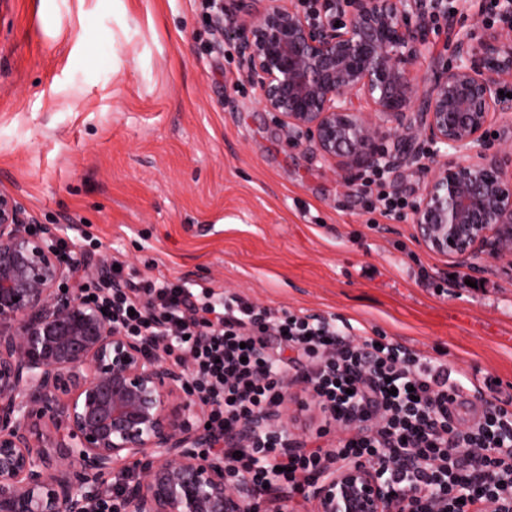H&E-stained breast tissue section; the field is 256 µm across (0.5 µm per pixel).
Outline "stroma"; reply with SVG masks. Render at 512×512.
<instances>
[{"label": "stroma", "instance_id": "obj_1", "mask_svg": "<svg viewBox=\"0 0 512 512\" xmlns=\"http://www.w3.org/2000/svg\"><path fill=\"white\" fill-rule=\"evenodd\" d=\"M208 0H0V190L64 240L141 279L208 283L262 309L380 332L442 360L482 400L512 397V254L479 288L373 219L353 187L288 144L218 41ZM288 437L323 415L289 372Z\"/></svg>", "mask_w": 512, "mask_h": 512}]
</instances>
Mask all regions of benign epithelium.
Wrapping results in <instances>:
<instances>
[{
	"mask_svg": "<svg viewBox=\"0 0 512 512\" xmlns=\"http://www.w3.org/2000/svg\"><path fill=\"white\" fill-rule=\"evenodd\" d=\"M219 0L214 31L235 41L243 78L293 146L345 175L415 167L420 245L478 273L512 252V0L496 21L456 27L446 0ZM453 32L455 63L430 31ZM429 68L419 85L416 67ZM453 160H448V157ZM0 191V512H267L230 481L223 440L189 370L154 354L86 297L112 282L104 259L62 258L58 228ZM286 428L282 408L241 419L234 442ZM128 477L109 483L114 474ZM316 512H414L377 465L349 464L312 487Z\"/></svg>",
	"mask_w": 512,
	"mask_h": 512,
	"instance_id": "1",
	"label": "benign epithelium"
}]
</instances>
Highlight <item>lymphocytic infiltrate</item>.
Returning <instances> with one entry per match:
<instances>
[{"label": "lymphocytic infiltrate", "mask_w": 512, "mask_h": 512, "mask_svg": "<svg viewBox=\"0 0 512 512\" xmlns=\"http://www.w3.org/2000/svg\"><path fill=\"white\" fill-rule=\"evenodd\" d=\"M113 276L108 300L120 324L188 364L191 391L224 438L228 472L248 475L275 512H294L322 473L355 462L382 465L385 482L412 493L417 512H512V402L487 403L464 422L456 409L477 390L447 362L380 334L353 342L334 323L277 315L210 286L163 275L134 281L119 269ZM292 367L327 424L348 426L350 436L332 448L317 441L292 448L286 436L265 431L236 447V422L281 405Z\"/></svg>", "instance_id": "lymphocytic-infiltrate-1"}]
</instances>
